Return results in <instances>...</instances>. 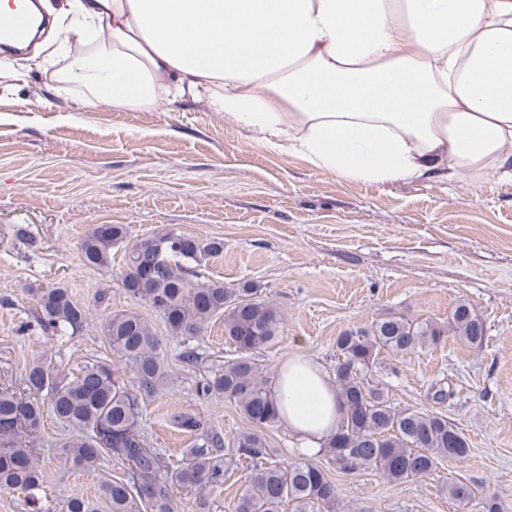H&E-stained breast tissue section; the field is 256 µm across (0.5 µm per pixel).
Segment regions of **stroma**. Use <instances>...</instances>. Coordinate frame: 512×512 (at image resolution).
Wrapping results in <instances>:
<instances>
[{
  "mask_svg": "<svg viewBox=\"0 0 512 512\" xmlns=\"http://www.w3.org/2000/svg\"><path fill=\"white\" fill-rule=\"evenodd\" d=\"M53 48L46 33L34 54L15 56L16 78L0 77V382L21 383L39 359L69 375L92 360L112 361L101 323L135 310L152 324L169 373L142 422L151 446L176 461L192 445L194 435L169 422L177 411L232 442L249 423L223 397L197 392L205 367L231 356L223 318L198 334L170 336L157 313L120 288L123 249H113L104 271L85 266L80 252L98 224L126 225L133 241L172 228L220 239L223 253L197 267L202 278L228 288L252 283L283 317L280 336L257 353L266 379L294 354L334 372L340 334L393 315L444 324L464 301L487 325L482 347L450 336L381 356L373 372L397 408L444 414L467 438L469 456L397 484L312 456L336 485V512H484L478 502L449 501L441 487L453 477L512 508V182L346 180L270 148L188 96L164 112H83L77 85L57 83L41 65ZM54 286L88 311L74 334L35 324V291ZM190 349L201 365L183 361ZM439 388L449 392L445 401L433 397ZM68 435L44 414L43 485L31 500L0 491V512H65L70 497L97 498L104 479L121 476L109 459L95 470L65 462ZM246 477L235 467L204 497L175 488L174 512H231Z\"/></svg>",
  "mask_w": 512,
  "mask_h": 512,
  "instance_id": "obj_1",
  "label": "stroma"
}]
</instances>
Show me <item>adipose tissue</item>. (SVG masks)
<instances>
[{
  "instance_id": "ef3b65f1",
  "label": "adipose tissue",
  "mask_w": 512,
  "mask_h": 512,
  "mask_svg": "<svg viewBox=\"0 0 512 512\" xmlns=\"http://www.w3.org/2000/svg\"><path fill=\"white\" fill-rule=\"evenodd\" d=\"M55 57L86 111L188 94L352 181H512V0H74ZM271 390L299 452L320 453L333 377L297 354Z\"/></svg>"
}]
</instances>
